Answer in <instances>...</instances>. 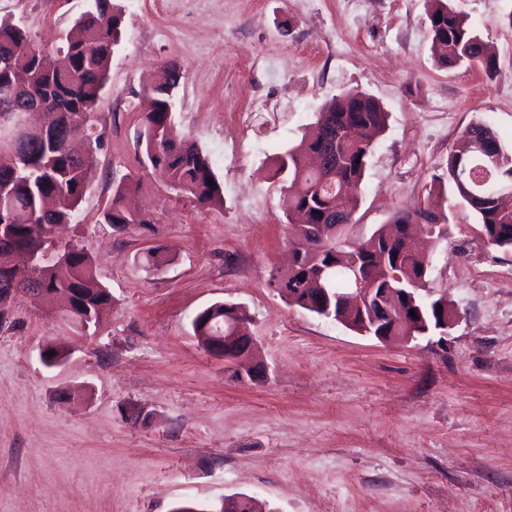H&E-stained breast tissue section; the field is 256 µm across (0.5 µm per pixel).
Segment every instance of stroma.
Returning a JSON list of instances; mask_svg holds the SVG:
<instances>
[{
  "mask_svg": "<svg viewBox=\"0 0 512 512\" xmlns=\"http://www.w3.org/2000/svg\"><path fill=\"white\" fill-rule=\"evenodd\" d=\"M122 13L95 111L104 138L90 191L60 241L84 248L112 301L96 334L19 295L0 325V512H174L248 495L267 512H512V252L475 241L449 199L450 237L427 247L428 286L459 320L382 341L288 304L275 157L350 89L388 114L359 188L357 238L427 194L470 124L512 142V0H451L498 63L439 68L426 0H114ZM90 0H0V21L58 45ZM312 54H304L303 46ZM270 57L273 67H245ZM183 73L178 131L208 157L224 197L204 209L157 187L138 135L141 88ZM148 230L102 221L130 176ZM157 247L161 268L141 254ZM244 307L257 373L211 354L193 318ZM69 350L44 366L45 344Z\"/></svg>",
  "mask_w": 512,
  "mask_h": 512,
  "instance_id": "stroma-1",
  "label": "stroma"
}]
</instances>
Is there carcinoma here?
<instances>
[{"mask_svg":"<svg viewBox=\"0 0 512 512\" xmlns=\"http://www.w3.org/2000/svg\"><path fill=\"white\" fill-rule=\"evenodd\" d=\"M425 23L430 33L431 56L448 71L462 66L477 68L492 79L497 73L495 59L485 55L484 46L467 18L449 0H427ZM441 21H436V17ZM121 13L112 0H93L66 33L58 47L56 64L42 63L43 49L34 44L29 32L0 21V59L10 61L0 71V128L16 122L9 111L13 101H28L45 110L66 112L71 123L31 130L18 144L0 140V187L5 189L0 224L11 227L19 248L38 252V266L22 270L12 264V251H0V290L11 283L30 282L59 291L63 288H92L95 272L88 253L74 245L57 246L54 241L32 237L31 225L51 226L71 221L94 178L95 152L103 134L95 131L88 150L73 155L67 144L77 133L93 128L94 113L107 80L113 47L120 39ZM181 69L163 64L142 91L153 100L143 119L138 145L142 167L152 169L161 186L196 200L203 207L223 203L220 186L209 159L193 142L178 133L168 88L179 84ZM388 113L374 97L348 90L325 103L315 122L299 143L275 159L273 176L283 182V213L295 247V264L277 272V288L288 303L324 316L316 288H327L331 310L343 317V324L369 335L416 336L423 334L420 322L439 326L443 314L436 305L444 298L426 293V273L406 231L420 226L429 236L447 238L449 217L442 211L421 206L413 211H396L376 233L373 248L353 239L350 226L356 223L358 197L344 191L364 178L370 156L386 128ZM25 156L29 169L14 174L8 159L12 149ZM512 172V148L486 122L465 128L453 149L432 175L428 193L451 189L477 218V240L512 251V183L504 185L502 175ZM139 178L119 183L104 210L103 220L117 230L129 226L150 228L160 223L151 212H132L124 198L140 190ZM375 289L379 305L370 313L347 302L350 289ZM406 288L416 306L406 307L391 318L392 290ZM110 296L104 291L89 294L87 302L63 314L75 328L97 332ZM422 314L410 315V310ZM241 319L235 305L216 302L192 321L193 333L205 335L204 326L214 333L230 335Z\"/></svg>","mask_w":512,"mask_h":512,"instance_id":"obj_1","label":"carcinoma"}]
</instances>
